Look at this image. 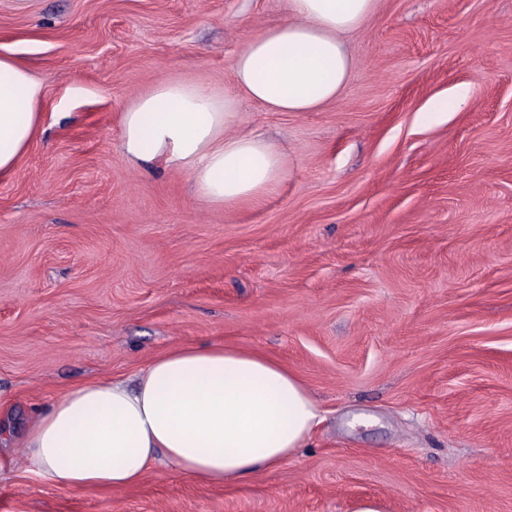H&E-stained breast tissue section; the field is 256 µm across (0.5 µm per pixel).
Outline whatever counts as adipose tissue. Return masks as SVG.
<instances>
[{
  "instance_id": "adipose-tissue-1",
  "label": "adipose tissue",
  "mask_w": 512,
  "mask_h": 512,
  "mask_svg": "<svg viewBox=\"0 0 512 512\" xmlns=\"http://www.w3.org/2000/svg\"><path fill=\"white\" fill-rule=\"evenodd\" d=\"M379 0H286L287 15L246 41L231 87L162 81L122 114L120 148L140 165L187 172L197 199L237 207L262 199L285 173L272 143L238 132L239 97L272 112H313L348 86L344 37ZM43 84L0 55V179L11 177L42 118ZM323 420L304 382L276 359L223 345H183L134 381L68 389L32 417L0 424V485L26 472L73 491L121 490L158 465L215 486L274 468L306 447Z\"/></svg>"
}]
</instances>
